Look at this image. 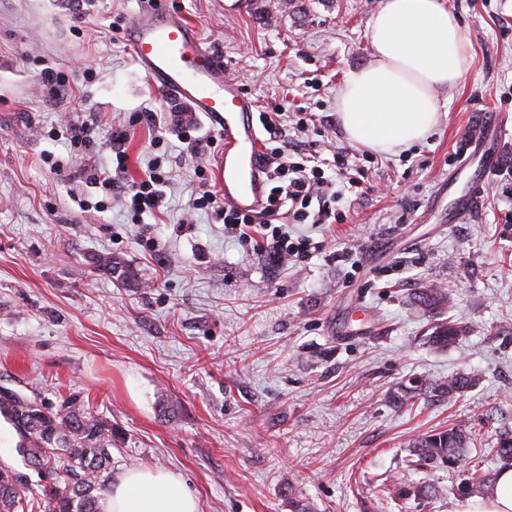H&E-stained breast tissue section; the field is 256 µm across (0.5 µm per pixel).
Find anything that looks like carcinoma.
<instances>
[{"mask_svg":"<svg viewBox=\"0 0 512 512\" xmlns=\"http://www.w3.org/2000/svg\"><path fill=\"white\" fill-rule=\"evenodd\" d=\"M412 305L423 313L437 316L425 331V344L443 351L472 335L473 327L461 318L442 317L453 307L448 292L428 284L413 292ZM476 381L475 374L462 372L438 380L412 379L393 392L397 405L424 395L437 400L463 394ZM0 417L19 438L18 452L24 461L44 476H49L48 512H98L99 493L112 478V423L85 410L76 395L62 399L55 406L25 397L0 387ZM472 441L471 429L460 422L446 430L427 433L408 448L406 469L453 470L466 461ZM493 460L512 465V429L498 433L493 445ZM497 470L482 463L473 465L468 476L453 488L459 499L484 497L495 484ZM25 486L24 475L8 466H0V512H18ZM381 499L389 502L413 500L417 504L443 494L425 481L384 482L378 488Z\"/></svg>","mask_w":512,"mask_h":512,"instance_id":"1","label":"carcinoma"}]
</instances>
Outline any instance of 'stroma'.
<instances>
[{
    "label": "stroma",
    "mask_w": 512,
    "mask_h": 512,
    "mask_svg": "<svg viewBox=\"0 0 512 512\" xmlns=\"http://www.w3.org/2000/svg\"><path fill=\"white\" fill-rule=\"evenodd\" d=\"M173 2L257 108L331 120L291 138L325 158L352 153L367 190L349 196L347 223L294 225L324 254L269 267L191 207L195 167L216 173L180 122L216 131L134 60L124 29L143 0H0V386L51 404L79 393L112 423L113 473L175 471L200 512H292L295 500L388 512L374 487L407 480L413 439L465 419L469 455L483 459L512 428V123L492 172L474 148L476 129L512 115V0H444L471 65L440 91L438 125L394 154L351 145L335 121L346 73L371 60L365 32L383 0ZM49 67L66 74L65 93L49 94ZM143 112L157 124L137 122ZM90 119L99 128L81 159L49 137ZM116 129L129 132L123 183L158 156L170 171L164 207L139 223L121 193L89 181ZM474 180L486 183L477 210L449 222ZM358 246L360 273L331 258ZM103 256L113 273L99 270ZM427 282L475 327L445 351L424 344L430 317L409 305ZM472 370L452 402L389 400L408 379ZM17 443L0 418V464L25 474V512H47Z\"/></svg>",
    "instance_id": "obj_1"
}]
</instances>
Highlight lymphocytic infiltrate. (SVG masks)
I'll list each match as a JSON object with an SVG mask.
<instances>
[{"label": "lymphocytic infiltrate", "mask_w": 512, "mask_h": 512, "mask_svg": "<svg viewBox=\"0 0 512 512\" xmlns=\"http://www.w3.org/2000/svg\"><path fill=\"white\" fill-rule=\"evenodd\" d=\"M279 117L276 109L260 115L268 134L261 162L271 184L261 211L245 214L226 204L223 195L205 182L200 168L195 171L201 180L200 192L193 200L194 209L212 211L222 220L225 234L240 243L253 244L273 266L305 263L323 250L322 242L292 235L290 225L344 223L347 214L340 209V200L345 193L364 192L362 182L350 175V153H336L325 162L291 150ZM168 181L169 173L161 159H153L140 180L129 185L123 195L133 219L163 206Z\"/></svg>", "instance_id": "f902f5d3"}]
</instances>
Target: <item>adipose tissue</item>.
<instances>
[{
    "label": "adipose tissue",
    "mask_w": 512,
    "mask_h": 512,
    "mask_svg": "<svg viewBox=\"0 0 512 512\" xmlns=\"http://www.w3.org/2000/svg\"><path fill=\"white\" fill-rule=\"evenodd\" d=\"M372 59L349 71L336 94V113L354 145L389 153L422 140L437 124V91L468 71L470 47L442 0H384L367 25ZM100 512H199L181 477L162 468L117 475ZM458 512H512V466L489 495Z\"/></svg>",
    "instance_id": "obj_1"
}]
</instances>
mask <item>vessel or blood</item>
<instances>
[{"mask_svg":"<svg viewBox=\"0 0 512 512\" xmlns=\"http://www.w3.org/2000/svg\"><path fill=\"white\" fill-rule=\"evenodd\" d=\"M126 41L153 86L186 101L194 113L208 119L224 141L216 173L226 203L248 212L259 209L267 182L261 164L260 138L251 116L255 104L235 90L217 53L202 42L196 25L156 0L150 10L135 15ZM512 117H494L481 143L485 165H492V147Z\"/></svg>","mask_w":512,"mask_h":512,"instance_id":"b4317fda","label":"vessel or blood"}]
</instances>
